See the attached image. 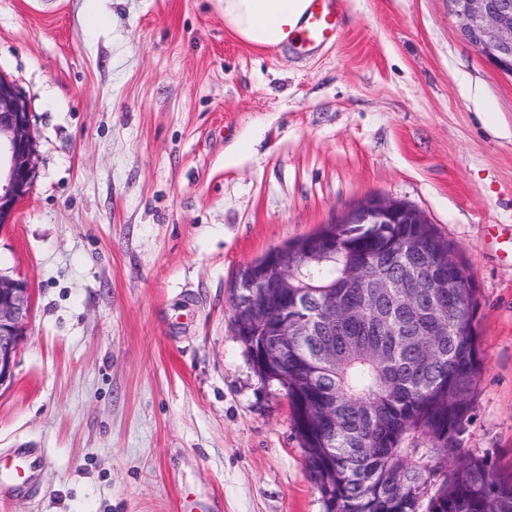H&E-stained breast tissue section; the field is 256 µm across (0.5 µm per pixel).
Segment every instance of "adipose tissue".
Wrapping results in <instances>:
<instances>
[{"instance_id":"adipose-tissue-1","label":"adipose tissue","mask_w":512,"mask_h":512,"mask_svg":"<svg viewBox=\"0 0 512 512\" xmlns=\"http://www.w3.org/2000/svg\"><path fill=\"white\" fill-rule=\"evenodd\" d=\"M307 8V0H224V24L244 42L278 45Z\"/></svg>"}]
</instances>
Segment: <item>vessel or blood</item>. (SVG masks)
I'll return each mask as SVG.
<instances>
[{"instance_id": "1", "label": "vessel or blood", "mask_w": 512, "mask_h": 512, "mask_svg": "<svg viewBox=\"0 0 512 512\" xmlns=\"http://www.w3.org/2000/svg\"><path fill=\"white\" fill-rule=\"evenodd\" d=\"M343 24L342 0H309L302 20L285 41L286 46L315 53L332 44Z\"/></svg>"}]
</instances>
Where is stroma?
Wrapping results in <instances>:
<instances>
[{"instance_id":"1","label":"stroma","mask_w":512,"mask_h":512,"mask_svg":"<svg viewBox=\"0 0 512 512\" xmlns=\"http://www.w3.org/2000/svg\"><path fill=\"white\" fill-rule=\"evenodd\" d=\"M336 44L258 49L223 0H0L33 188L0 228L31 314L0 387V512H324L236 277L370 195L477 288L464 445L512 473V77L448 0H343Z\"/></svg>"}]
</instances>
